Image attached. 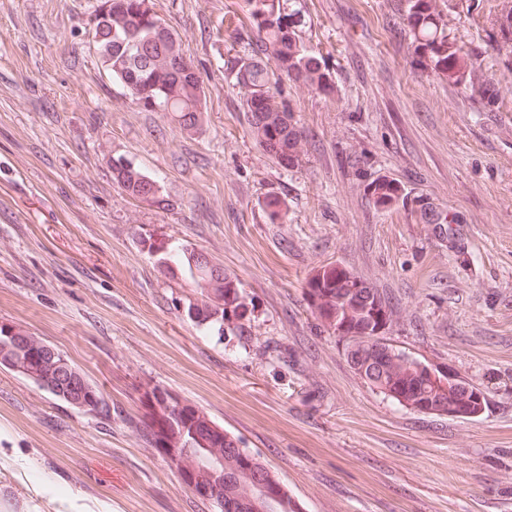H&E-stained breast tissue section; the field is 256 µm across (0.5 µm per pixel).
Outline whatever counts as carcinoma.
Here are the masks:
<instances>
[{"mask_svg": "<svg viewBox=\"0 0 512 512\" xmlns=\"http://www.w3.org/2000/svg\"><path fill=\"white\" fill-rule=\"evenodd\" d=\"M252 41L238 57L236 84L244 90V109L250 131L264 150L282 166L293 168L303 159L306 137L294 110L282 95L288 79L333 97V73L323 56L304 39L309 23L306 0H245ZM108 5L107 19L93 23L92 43L103 69L122 84L132 101L148 112H171L180 127L192 132L201 126L206 92L201 73L184 62L177 32L161 23L144 0H99ZM389 21L400 24L411 39L413 68L450 86H459L485 107L494 104L493 89L473 53L451 36V0H394ZM494 50L512 56V0H506L492 19ZM113 180L131 197L157 201L150 178L134 165L112 167ZM367 191L380 209L407 198L404 188L386 175L373 179ZM415 212L430 224L446 218L424 198L415 199ZM159 261L177 268L194 286L185 302L187 318L200 330L222 336L248 319L250 309L240 280L210 266L195 251L165 249ZM303 291L312 315L327 330L348 336L346 356L355 374L373 371L368 385L402 406L424 414L461 419L480 416L487 399H473L470 384L437 381L415 359L388 345L369 341L376 328H388L394 309L389 300L364 279L335 265L315 269ZM45 343L18 326L11 337L0 338V356L18 363V374L40 383L53 397L84 413L108 411L97 392L77 405L89 389L85 375L74 365L48 356ZM140 404L149 424L145 436L154 448L172 450L176 468L194 478L192 492L217 512H299L288 489L256 454L240 451V440L210 420L196 405L157 385L145 384ZM218 457L223 471L214 477L206 460Z\"/></svg>", "mask_w": 512, "mask_h": 512, "instance_id": "carcinoma-1", "label": "carcinoma"}]
</instances>
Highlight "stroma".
Listing matches in <instances>:
<instances>
[{
    "label": "stroma",
    "mask_w": 512,
    "mask_h": 512,
    "mask_svg": "<svg viewBox=\"0 0 512 512\" xmlns=\"http://www.w3.org/2000/svg\"><path fill=\"white\" fill-rule=\"evenodd\" d=\"M502 2L454 0L452 31L498 91L488 112L410 67L386 0H307L337 94L283 83L308 140L286 169L235 85L243 0H151L204 78L191 133L104 72L97 0H0V322L61 352L111 409L77 411L1 368L0 512H216L146 441L147 382L259 454L301 512H512V59L490 48ZM228 10L239 30L217 36ZM121 157L158 202L117 185ZM380 175L447 223L377 209ZM271 195L285 204L274 223ZM162 242L240 279L253 307L240 331L187 319L192 284L159 264ZM327 264L387 294V342L478 386L485 411L418 413L365 384L304 301Z\"/></svg>",
    "instance_id": "obj_1"
}]
</instances>
